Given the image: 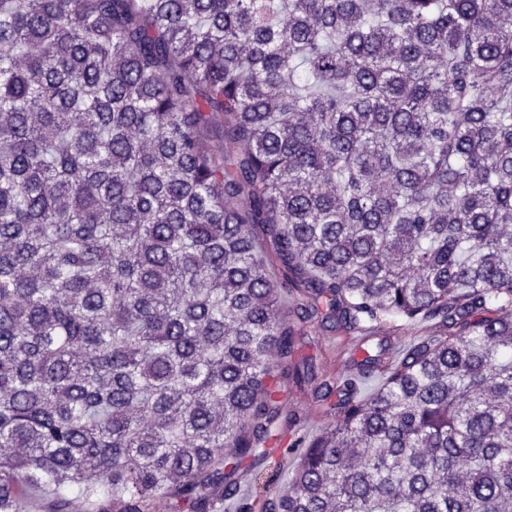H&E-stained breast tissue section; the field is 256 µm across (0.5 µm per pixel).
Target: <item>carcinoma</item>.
I'll return each instance as SVG.
<instances>
[{"instance_id": "cac0c4a2", "label": "carcinoma", "mask_w": 512, "mask_h": 512, "mask_svg": "<svg viewBox=\"0 0 512 512\" xmlns=\"http://www.w3.org/2000/svg\"><path fill=\"white\" fill-rule=\"evenodd\" d=\"M386 316L436 331L389 357ZM303 322L368 331L384 382L321 384L278 489ZM243 481L240 512H512V0H0V512ZM203 142L215 148L224 147V116L217 114L200 129ZM254 233L258 258L266 262L270 278L277 284H281L285 279L286 271L275 258L268 235L262 227L255 228Z\"/></svg>"}]
</instances>
